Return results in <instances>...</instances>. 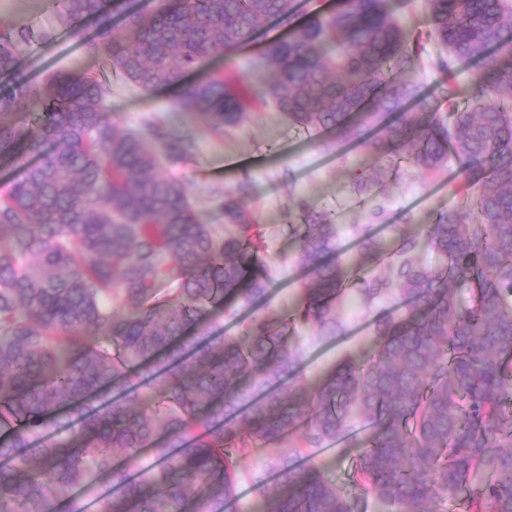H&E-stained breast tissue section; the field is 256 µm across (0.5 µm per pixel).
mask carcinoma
<instances>
[{
  "label": "carcinoma",
  "instance_id": "1",
  "mask_svg": "<svg viewBox=\"0 0 512 512\" xmlns=\"http://www.w3.org/2000/svg\"><path fill=\"white\" fill-rule=\"evenodd\" d=\"M430 36L473 62L470 98L422 94L417 40L390 0H346L314 11L289 39L250 62L254 81L223 71L186 82L250 44L293 0H156L148 11L112 0L123 27L85 41L88 55L143 92L176 88V112L215 131L253 102L340 146L437 172L454 159L473 192L440 211L426 237L403 234L383 278L361 281L372 302L395 291L397 311L371 324L368 357L348 355L300 379L296 327L337 336L336 307L362 268L388 254L382 237L340 258L336 225L301 202L288 225L306 272L292 309L217 333L234 305L268 307L265 242L239 196L224 201V236L201 223L161 156L186 159L195 140L156 123L140 134L107 118L111 84L59 72L0 90V158L50 152L0 198V512H229L243 460L277 453L278 478L253 512H359L318 468L280 451L371 427L352 480L392 512H512V6L427 0ZM67 22L107 20L105 0H60ZM22 29L0 32V73L14 70ZM448 102V118L439 116ZM29 113V122L9 117ZM442 258L430 268L416 253ZM179 281L176 301L158 285ZM116 393L112 402L91 398ZM112 487L99 496L96 485Z\"/></svg>",
  "mask_w": 512,
  "mask_h": 512
}]
</instances>
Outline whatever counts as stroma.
<instances>
[{
	"mask_svg": "<svg viewBox=\"0 0 512 512\" xmlns=\"http://www.w3.org/2000/svg\"><path fill=\"white\" fill-rule=\"evenodd\" d=\"M395 4L406 26L420 37L421 69L417 78L424 91L434 93L452 85L461 97H468L473 66L456 63L443 67L445 51L427 37L424 0H395ZM337 6L338 0H294L288 21L264 22L255 40L234 52L228 64L242 74H249L250 60L267 42L285 37L289 27L306 23L313 9L332 12ZM1 27L26 28L35 37L19 47L15 70L0 75V85L16 80L40 81L58 71L85 72L100 78L108 75L106 67L84 50L85 39L99 32L94 21H62L57 14L44 10L43 0H0ZM174 98L171 90L145 93L123 80H113L112 120L125 132L141 131L149 121L187 124L196 141L193 156L183 161H164L163 171L187 186L202 223L232 233V226L224 222V200L236 195L241 181H249L251 188L245 202L264 237L265 258L276 280L270 308L289 306L304 277L295 264L296 246L288 233V214L298 201H306L312 210L327 212L332 217L340 249L348 255L355 253L364 231L389 240L398 231L419 233L430 223L433 212L461 204L455 190L463 176L456 162H449L447 168L435 175L403 162L385 167L368 148L340 147L327 132L293 128L268 107L252 109L237 126L216 133L174 112ZM359 173L369 177L363 193L355 188L354 178ZM394 306L391 299L370 306L353 293L337 309L340 336L326 338L317 328H300L306 379H314L335 366L346 352L367 348L371 322L380 311ZM355 429L358 440L345 450L329 455H302L296 457V464L323 465L326 475L344 494L362 497L350 474L362 449L361 441L368 433L363 418H356ZM273 462V456L259 450L241 463L238 481L248 486L249 491L238 497L231 512H249L261 481L276 478Z\"/></svg>",
	"mask_w": 512,
	"mask_h": 512,
	"instance_id": "35a3bbf8",
	"label": "stroma"
}]
</instances>
